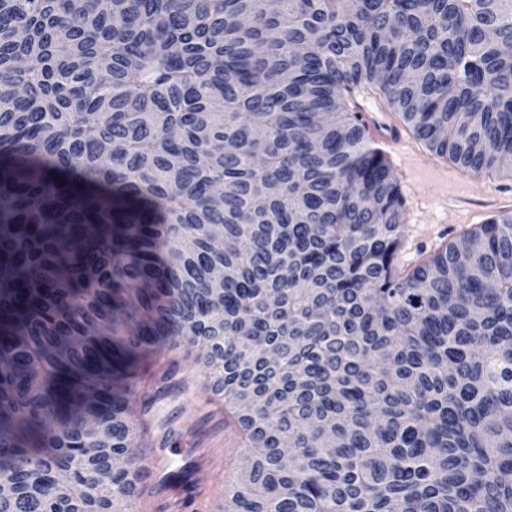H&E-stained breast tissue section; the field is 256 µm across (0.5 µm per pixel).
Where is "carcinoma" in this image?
<instances>
[{"label": "carcinoma", "instance_id": "carcinoma-1", "mask_svg": "<svg viewBox=\"0 0 512 512\" xmlns=\"http://www.w3.org/2000/svg\"><path fill=\"white\" fill-rule=\"evenodd\" d=\"M511 46L512 0H0V512H118L139 361L198 346L224 512H512V215L401 272L350 107L511 171Z\"/></svg>", "mask_w": 512, "mask_h": 512}]
</instances>
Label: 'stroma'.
<instances>
[{
	"instance_id": "stroma-1",
	"label": "stroma",
	"mask_w": 512,
	"mask_h": 512,
	"mask_svg": "<svg viewBox=\"0 0 512 512\" xmlns=\"http://www.w3.org/2000/svg\"><path fill=\"white\" fill-rule=\"evenodd\" d=\"M415 151L424 168L448 175L447 185L411 173L406 155ZM384 152L403 198L404 226L397 253L402 270H413L448 242L459 239L502 210L512 209V177H477L438 156L412 132ZM173 381H184L188 393L157 392L163 360L145 361L140 369L141 394L131 404L135 422L145 424L151 447L147 460L162 459L171 484H178L184 456L194 448L213 451L210 467L197 475L198 496L187 512H223L224 497L235 480L248 448L235 410L218 404L204 388L205 373L193 355L175 352Z\"/></svg>"
}]
</instances>
